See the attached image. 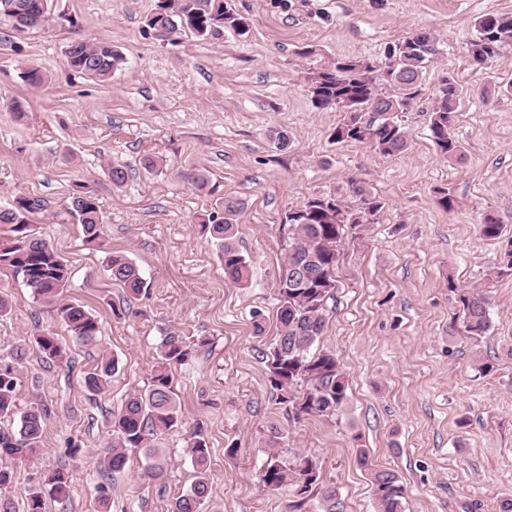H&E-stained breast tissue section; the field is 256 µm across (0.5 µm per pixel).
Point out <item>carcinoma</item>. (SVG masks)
I'll return each mask as SVG.
<instances>
[{"mask_svg": "<svg viewBox=\"0 0 512 512\" xmlns=\"http://www.w3.org/2000/svg\"><path fill=\"white\" fill-rule=\"evenodd\" d=\"M50 12L45 0H0V18L19 17L21 28L37 29L48 21ZM146 26L161 37L189 33L195 38L217 43L224 32L238 35L248 29L247 19L229 0H156L147 15ZM476 36L471 43L472 57L479 66L500 56L512 47V15L488 12L475 21ZM438 41L426 30H416L399 39L387 51L384 61L366 56H340L327 66L317 67L307 76L312 101L320 109L343 113L333 140L367 144L383 155L399 154L407 149L408 131L398 119L422 92L423 73L438 55ZM71 68L100 81H107L125 64L124 56L108 41L79 42L67 51ZM458 87L446 76L435 92L429 131L440 154L459 158L462 146L453 134L457 113ZM354 203L347 205L334 194L307 199L288 213V253L280 267L277 283L276 335L268 352L263 354L268 380L280 400L291 402L295 415L329 419L336 416L348 401V380L343 367L330 350L317 349L326 327V306L336 287L338 243L345 227L376 224L385 203L367 189L353 188ZM217 205L222 216L208 218V232L219 249L224 275L243 286L249 284V262L240 251L234 224L238 203L220 198ZM44 201L21 194L0 208V224L10 226V235L0 237V265L22 273L33 297L56 307L73 340L88 343L100 335L96 315L78 304L62 303L59 297L67 287L69 271L63 258L31 225V218L43 210ZM68 213L81 225L85 241L100 238L104 216L94 190L78 184L69 197ZM482 236L499 239L503 225L492 216L479 225ZM107 271L113 281L136 297L150 287L141 270L130 259L112 254L106 258ZM465 332L472 338L482 337L491 327L489 288H472L458 294ZM51 361L65 359L62 342L52 332H45L29 343L17 345L14 360L21 362L30 353ZM188 356L182 337L170 334L158 347L156 369L150 385L126 398L112 413V445L97 456V467L104 479L124 469L127 450L143 451L147 465L144 476L153 480L163 477L165 468L152 438L181 428L185 419L174 389L171 366ZM116 371L115 359L102 355L96 367L85 376L90 396L105 394ZM19 378L11 366L0 368V418L19 416L17 431H0V455L16 458L30 455L40 447L44 433V412L31 406L20 412L17 406ZM186 455L194 468L190 489L178 496L171 512H202L211 491V457L201 429L188 431ZM358 463L367 468L376 512H405L406 487L400 476L369 464V453L357 449ZM71 475L58 469L28 488L24 512H46L48 501L69 495ZM259 482L267 490L283 485L292 488L298 505H303L315 489L322 490L326 512H336L339 503L333 487L324 486L320 465L300 456L290 465L274 452L268 453Z\"/></svg>", "mask_w": 512, "mask_h": 512, "instance_id": "carcinoma-1", "label": "carcinoma"}]
</instances>
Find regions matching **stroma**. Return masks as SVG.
I'll return each instance as SVG.
<instances>
[{"mask_svg": "<svg viewBox=\"0 0 512 512\" xmlns=\"http://www.w3.org/2000/svg\"><path fill=\"white\" fill-rule=\"evenodd\" d=\"M247 34L219 44L189 35L156 37L145 25L154 0H50L52 20L19 30L0 20V206L19 193L45 207L34 228L64 258L63 300L90 309L101 333L75 342L52 307L37 302L21 273L0 265V295L13 305L0 319V367L15 365L19 409L46 412L42 446L3 459L6 488L22 502L40 476L66 468L68 499L48 512H98L100 486L110 512H171L194 480L184 429L154 438L168 468L145 479L142 452L103 480L98 453L112 443L110 414L145 390L157 347L174 331L190 355L175 365V391L188 426H201L211 453V493L203 512H324L321 496L295 508L290 488L264 491L259 474L268 445L285 461L315 457L339 493V512H375L371 483L357 461L395 471L408 494L406 512H499L512 500V273L492 287L491 328L466 336L456 290L481 287L501 240L478 226L493 214L512 237V49L484 66L469 44L487 12L512 13V0H233ZM430 30L440 54L423 93L401 119L409 147L383 155L338 143L342 115L313 104L308 68L342 55L383 59L406 33ZM112 42L121 71L100 82L72 70L74 42ZM46 76L41 87L26 68ZM459 86L454 136L461 159H443L428 130L433 91L443 76ZM24 105L17 118L12 101ZM291 132L287 150L273 131ZM153 157L155 172L141 162ZM128 167L124 186L109 175ZM205 171L218 195L238 200V244L251 264L249 287L225 278L201 222L210 195L191 181ZM92 187L105 214L101 244H85L67 209L75 184ZM373 191L385 203L378 223L347 229L338 247L336 286L320 347L335 351L348 378V403L335 418L296 417L267 380L262 354L276 333V279L287 250L285 217L307 198ZM445 188L455 208L437 204ZM126 255L151 287L130 298L105 269L109 253ZM121 316H114L113 306ZM264 335H256L255 321ZM52 331L66 363L13 348ZM118 371L105 396L91 398L84 376L102 355ZM493 362L478 373L480 359ZM81 450L71 454V441ZM235 456H227L228 444Z\"/></svg>", "mask_w": 512, "mask_h": 512, "instance_id": "35a3bbf8", "label": "stroma"}]
</instances>
